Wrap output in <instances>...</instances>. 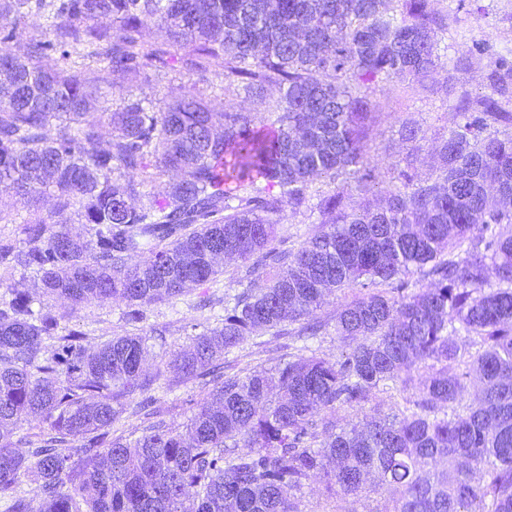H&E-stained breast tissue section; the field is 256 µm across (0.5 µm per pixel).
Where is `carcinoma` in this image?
<instances>
[{
  "instance_id": "obj_1",
  "label": "carcinoma",
  "mask_w": 512,
  "mask_h": 512,
  "mask_svg": "<svg viewBox=\"0 0 512 512\" xmlns=\"http://www.w3.org/2000/svg\"><path fill=\"white\" fill-rule=\"evenodd\" d=\"M387 2L0 0V58L15 66L0 91V184L36 211L54 199L50 216L22 221V242L0 240V268L39 274L44 296L74 307L121 298L136 323L209 282L217 254L241 260L246 284L221 325L167 364L178 378L215 377L221 355L288 323L304 340L331 328L345 348L336 361L312 350L224 375L183 435L147 395L161 375L143 373L150 337L90 352L83 332L58 335L48 303L10 288L0 298L8 512H36L19 490L31 475L43 512H300L308 481L336 512H358L379 490L391 512H512V64L489 71L483 94L458 96L464 122L436 145V177L394 161L400 186L376 204L369 94L433 73L449 25L433 0ZM30 14L46 18L48 37L26 35ZM147 21L168 47L144 40ZM85 49L128 80L217 63L253 98L277 88L274 119L218 112L190 88L163 108L125 98L104 109L103 148L91 80L69 65ZM169 169L178 179L141 200L145 180ZM317 177L335 190L313 191ZM287 210L318 214L296 250L273 245ZM73 220L91 225L89 238L70 234ZM330 288L360 289L332 326L315 317ZM46 339L57 340L48 356ZM470 377L474 405L463 397ZM392 384L416 390L403 408L336 421V408L361 409ZM137 392L148 424L134 439L113 434ZM27 420L39 431H22Z\"/></svg>"
}]
</instances>
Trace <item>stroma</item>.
Instances as JSON below:
<instances>
[{
	"mask_svg": "<svg viewBox=\"0 0 512 512\" xmlns=\"http://www.w3.org/2000/svg\"><path fill=\"white\" fill-rule=\"evenodd\" d=\"M436 8L450 17L448 30L442 37L444 49L433 81H442L451 62L462 55L476 54L474 65L456 73L457 92L478 95L484 92L490 63L504 58L512 61V0H435ZM222 67L183 73L161 69L148 70L138 78L131 92L137 97L152 99L164 105L179 97L188 87H195L203 97L216 106L228 105L258 118L266 112L260 104L245 95L243 90L224 89ZM376 121L369 140V153L376 166L372 197L379 200L397 186L389 168L392 161L406 160L419 178L431 177L435 166L434 146L459 121L451 98L441 93L423 90L417 82L394 80L377 86L371 96ZM412 118L421 123L425 138L420 142L402 141L399 121ZM242 270L237 260H225L222 274L203 286H194L176 301H162L149 306L146 317L139 323H128L125 301L91 303L73 307L67 302L54 301L60 332L78 329L85 333V344L94 347L126 333L145 334L152 329L164 330L163 339L150 340L152 356L146 368L154 373L159 356L185 347L191 336L204 328L215 326L224 308V297L237 290L236 277ZM293 336H275L263 332L248 338L231 354L237 368L260 370L270 368L293 345ZM164 419L175 429L184 430L196 410L200 389L195 379L158 380L152 392Z\"/></svg>",
	"mask_w": 512,
	"mask_h": 512,
	"instance_id": "1",
	"label": "stroma"
}]
</instances>
